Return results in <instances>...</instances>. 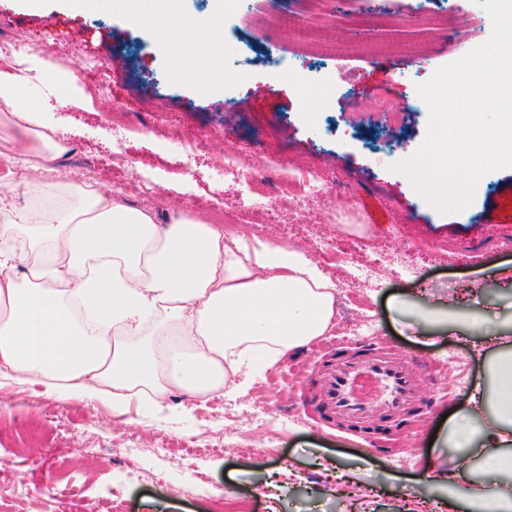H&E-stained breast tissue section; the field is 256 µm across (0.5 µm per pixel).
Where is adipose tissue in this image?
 <instances>
[{"instance_id": "ef3b65f1", "label": "adipose tissue", "mask_w": 512, "mask_h": 512, "mask_svg": "<svg viewBox=\"0 0 512 512\" xmlns=\"http://www.w3.org/2000/svg\"><path fill=\"white\" fill-rule=\"evenodd\" d=\"M129 19L157 31L198 34L193 81H224V15L184 12L181 0ZM23 70H0V112L23 152L61 153L55 125L31 107ZM336 284L298 247L226 244L221 225L195 217L160 223L117 193L87 182L0 222V374L60 396L168 409L173 396L205 401L243 374L294 359L336 319ZM491 384L452 422L455 453L430 478L472 512H512V337L488 327ZM490 473L493 487L477 476Z\"/></svg>"}]
</instances>
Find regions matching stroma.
Instances as JSON below:
<instances>
[{
	"instance_id": "35a3bbf8",
	"label": "stroma",
	"mask_w": 512,
	"mask_h": 512,
	"mask_svg": "<svg viewBox=\"0 0 512 512\" xmlns=\"http://www.w3.org/2000/svg\"><path fill=\"white\" fill-rule=\"evenodd\" d=\"M274 5L248 0L252 26L226 24L231 64L224 84L210 88L185 73L195 51L187 38L131 24L120 0L67 17L70 35L61 41L43 28L42 13L0 0V53L27 31L33 102L49 103L69 131V157L19 167L15 182L62 186L91 173L99 190L122 191L161 222L177 212L224 216L232 232L299 247L338 286L330 333L247 394L207 406L189 401L156 413L135 404L123 419L104 402L1 379L0 512H224L218 487L244 512H448L446 491L426 480L424 467L451 458L442 416L464 418L466 396L487 382L479 334L466 318L512 333V222L499 219L512 205V167L483 175L462 211L442 213L391 166L426 136L419 85L484 43L491 18L475 0H456V12L480 26L462 24L435 40L421 24L441 0H295L289 23L275 29L266 23ZM257 49L292 65L255 66ZM108 58L118 69L105 66ZM92 59L107 86L93 95L85 89ZM386 103L405 109L401 125L383 123ZM187 137L196 142L191 161L179 149ZM117 142L126 161L108 149ZM228 153L286 177L334 171L347 190L269 209L250 201L243 177L217 172ZM145 182L157 187L154 203L140 193ZM326 239L349 244L347 258L323 253ZM365 264L377 266L375 278L362 277ZM366 319L376 335H359ZM423 331L433 343L418 342ZM379 342L441 371L424 378L422 406L357 435L323 406L321 374L340 354ZM264 406L272 419L255 422ZM261 439L268 449L249 452ZM130 470L140 480H127ZM190 480L192 496L183 491Z\"/></svg>"
}]
</instances>
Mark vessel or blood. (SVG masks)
Returning <instances> with one entry per match:
<instances>
[{"label":"vessel or blood","mask_w":512,"mask_h":512,"mask_svg":"<svg viewBox=\"0 0 512 512\" xmlns=\"http://www.w3.org/2000/svg\"><path fill=\"white\" fill-rule=\"evenodd\" d=\"M325 402L337 419L365 427L401 416L421 399L416 362L388 347L362 357L337 359L324 386Z\"/></svg>","instance_id":"1"}]
</instances>
